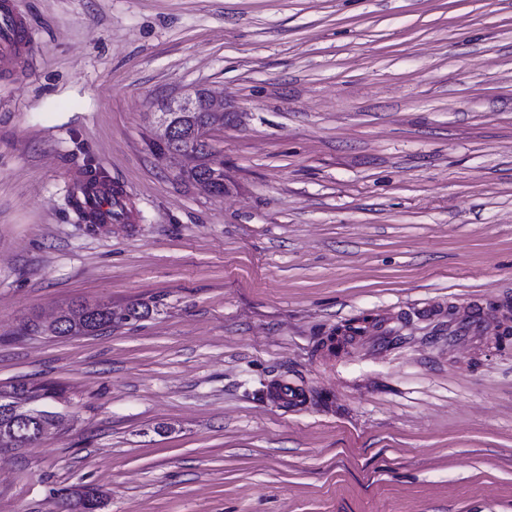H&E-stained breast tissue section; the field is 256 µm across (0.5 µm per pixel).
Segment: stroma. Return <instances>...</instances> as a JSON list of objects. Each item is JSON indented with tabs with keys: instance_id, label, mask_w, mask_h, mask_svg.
<instances>
[{
	"instance_id": "obj_1",
	"label": "stroma",
	"mask_w": 512,
	"mask_h": 512,
	"mask_svg": "<svg viewBox=\"0 0 512 512\" xmlns=\"http://www.w3.org/2000/svg\"><path fill=\"white\" fill-rule=\"evenodd\" d=\"M3 8L0 390L50 381L63 421L0 451V512L78 483L104 512H512V0ZM197 89L220 197L158 149ZM91 167L127 219L78 218ZM78 301L149 312L20 335ZM16 25L17 21L12 15L8 13L1 14L0 27L2 26V30H0V58H9L16 51V44L14 40ZM487 318L481 307L472 308L470 314L464 317H449L448 341L482 337Z\"/></svg>"
}]
</instances>
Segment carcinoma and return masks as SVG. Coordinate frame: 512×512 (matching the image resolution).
<instances>
[{"mask_svg":"<svg viewBox=\"0 0 512 512\" xmlns=\"http://www.w3.org/2000/svg\"><path fill=\"white\" fill-rule=\"evenodd\" d=\"M172 117L176 133L175 137L164 143L163 153L174 158L188 150L193 152L197 157V164L184 172V176L194 182L207 181L217 193H224V163L215 158L208 142L195 135L198 128L211 125L210 113L174 112ZM70 205L86 223H103V220L96 216L91 199L81 202L72 198ZM112 320L111 304L82 302L61 310L56 319L48 325L33 322L24 325L21 332L26 335L31 333L53 337L94 335L112 329ZM55 395L54 389L47 384L28 382H17L10 391L0 392V436L8 437L13 430L17 433V439L14 441H0V450L17 448L28 443V438L24 437L26 429L14 425L12 415L6 411L10 400L26 398L32 404V411L49 424L61 420L58 413L46 409L45 401L54 398ZM54 496L57 499L58 512H100L105 505L103 494L95 488L86 486L60 488L55 491Z\"/></svg>","mask_w":512,"mask_h":512,"instance_id":"1","label":"carcinoma"}]
</instances>
